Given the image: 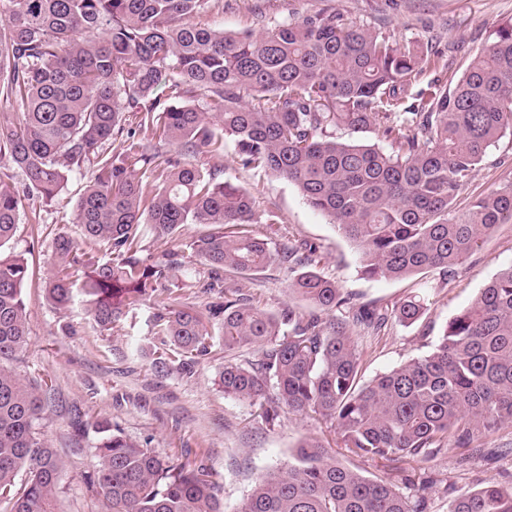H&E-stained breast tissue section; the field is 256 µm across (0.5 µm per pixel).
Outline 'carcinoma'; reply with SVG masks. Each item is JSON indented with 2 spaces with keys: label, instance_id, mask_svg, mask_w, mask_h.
I'll return each mask as SVG.
<instances>
[{
  "label": "carcinoma",
  "instance_id": "carcinoma-1",
  "mask_svg": "<svg viewBox=\"0 0 512 512\" xmlns=\"http://www.w3.org/2000/svg\"><path fill=\"white\" fill-rule=\"evenodd\" d=\"M219 0H0V96L22 104L0 121V248L15 236L26 193L45 202L72 173L91 179L76 202L82 240L53 239L47 298L67 308L85 298L95 326L109 330L165 290L175 261L148 264L139 240L172 237L184 224L207 231L186 244L211 282L273 262L286 265L288 292L315 309L269 313L224 291L204 310L170 306L156 315L151 367L194 373L219 321L224 396L281 412L314 413L356 457L407 458L470 446L479 433L512 423V265L446 324L431 352L362 383L355 328L393 319L417 322L424 301L387 310L351 305L336 282L310 269L315 248H272L232 228L258 224L249 192L200 161L205 146L231 141L245 168L294 184L357 247L367 277L453 274L498 224L512 222V181L452 216L455 196L488 149L512 132V23L477 54L458 82L414 91L428 63L409 42L334 10H319L260 32L228 34L195 19ZM174 102L161 106L164 91ZM205 107L195 104L197 97ZM160 116L153 118L156 109ZM156 121L153 136L180 148L160 159L124 133L125 113ZM374 127L391 145L343 140L336 130ZM120 151L105 145L121 135ZM114 257L100 256L101 247ZM23 258L0 254V509L58 512L64 459L37 431L47 375L13 368L27 344ZM255 348L254 359L233 353ZM97 461L87 476L101 512H224L203 463L171 464L109 419L94 423ZM297 464L256 481L237 512H424L391 482L370 479L302 442ZM448 512H512V488L486 485L457 495Z\"/></svg>",
  "mask_w": 512,
  "mask_h": 512
}]
</instances>
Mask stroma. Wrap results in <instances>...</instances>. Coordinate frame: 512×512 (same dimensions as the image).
<instances>
[{"label":"stroma","mask_w":512,"mask_h":512,"mask_svg":"<svg viewBox=\"0 0 512 512\" xmlns=\"http://www.w3.org/2000/svg\"><path fill=\"white\" fill-rule=\"evenodd\" d=\"M333 9L350 20L380 28L397 43L413 42L434 54L435 63L417 78L419 87L433 81L459 79L471 60L512 23V0H224L202 22L210 28L241 34L260 28V16L283 21L297 14ZM209 167L245 187L258 215H274L271 224L253 231L272 244L305 240L318 249L319 272L334 279L354 303L396 307L411 295L424 299L427 310L414 325L390 323L383 335H357L363 380L387 372L409 358L429 353L444 326L468 306L501 269L512 265V223L501 224L450 279L413 275L403 279L368 278L359 272L355 245L329 217L310 207L293 184L261 169L245 168L233 145L223 153L206 154ZM89 178L72 174L69 190L56 201L27 200L8 251L21 255L33 273L24 290L28 339L15 365L27 377L50 375L53 390L49 411L38 426L45 443L66 461L58 481L60 512H97L98 501L85 483L94 463L98 436L96 418L106 416L129 438L154 448L174 463L203 462L219 486L224 512H236L256 480L268 471L287 467L307 439L319 441L328 454L366 477H384L413 499H424L426 512H448L458 494L485 483L512 487V424L483 436L481 454L445 445L439 451L398 461L346 455L338 431L314 417L282 413L266 424L248 402L224 396L213 379L224 363V345L214 339L192 376H158L151 368L152 321L166 305L199 308L217 301L218 291L200 289L206 267L182 246L203 232L200 224L185 225L177 238L144 234L143 256L155 261L178 251L180 266L168 290L151 297L112 329L94 326L82 299L57 310L47 299L45 282L52 273V241L56 233L80 239L75 202ZM512 181V134L492 146L482 164L458 192L456 214ZM225 286L256 298L269 312L288 305V273L272 263L249 278L225 274Z\"/></svg>","instance_id":"35a3bbf8"}]
</instances>
